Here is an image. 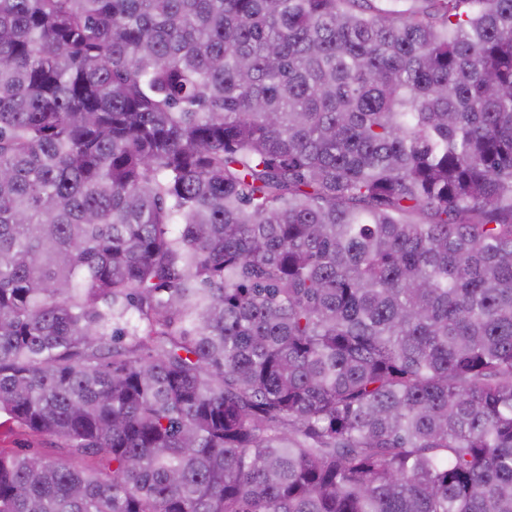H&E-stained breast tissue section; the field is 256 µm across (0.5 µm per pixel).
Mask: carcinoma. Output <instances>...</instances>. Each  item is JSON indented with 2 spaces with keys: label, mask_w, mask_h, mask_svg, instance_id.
<instances>
[{
  "label": "carcinoma",
  "mask_w": 512,
  "mask_h": 512,
  "mask_svg": "<svg viewBox=\"0 0 512 512\" xmlns=\"http://www.w3.org/2000/svg\"><path fill=\"white\" fill-rule=\"evenodd\" d=\"M0 0V512H512V0ZM0 448H10L16 452L55 451V445L50 438L16 428L11 431L8 427L0 428Z\"/></svg>",
  "instance_id": "1"
}]
</instances>
